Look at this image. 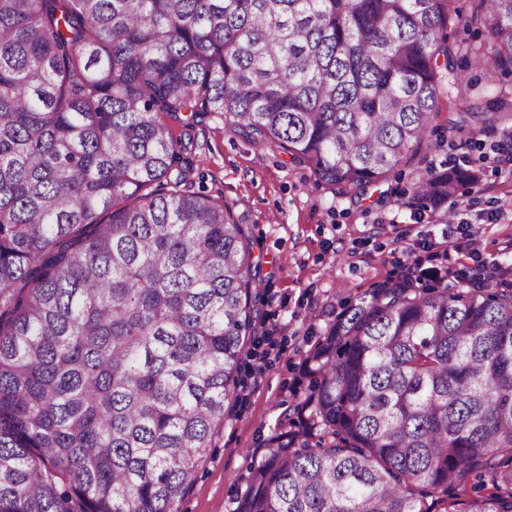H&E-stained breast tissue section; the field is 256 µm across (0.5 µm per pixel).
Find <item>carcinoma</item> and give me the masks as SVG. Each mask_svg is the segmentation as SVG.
<instances>
[{
    "instance_id": "obj_1",
    "label": "carcinoma",
    "mask_w": 512,
    "mask_h": 512,
    "mask_svg": "<svg viewBox=\"0 0 512 512\" xmlns=\"http://www.w3.org/2000/svg\"><path fill=\"white\" fill-rule=\"evenodd\" d=\"M455 0H0V512H176L255 335L246 225L173 136L218 112L340 194L428 144ZM512 75V0H474ZM448 132L512 121L449 108ZM478 182H415L441 211ZM233 512H512V290L398 275L329 322Z\"/></svg>"
}]
</instances>
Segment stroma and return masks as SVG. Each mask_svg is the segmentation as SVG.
<instances>
[{
	"label": "stroma",
	"mask_w": 512,
	"mask_h": 512,
	"mask_svg": "<svg viewBox=\"0 0 512 512\" xmlns=\"http://www.w3.org/2000/svg\"><path fill=\"white\" fill-rule=\"evenodd\" d=\"M473 50L484 32L462 30ZM457 59L427 147L365 195H338L312 168L277 147L255 145L222 115H199L196 146L183 156L193 190L223 199L249 225L260 256L253 299L257 334L243 349L240 384L224 406V427L178 504L179 512H232L266 438L308 393L301 375L311 342L350 302L414 267L500 270L512 288V166L501 163L503 132L467 143L450 136L447 109L485 90L512 95V76ZM468 164L481 182L461 197L451 223L409 205L411 186L445 166Z\"/></svg>",
	"instance_id": "1"
}]
</instances>
